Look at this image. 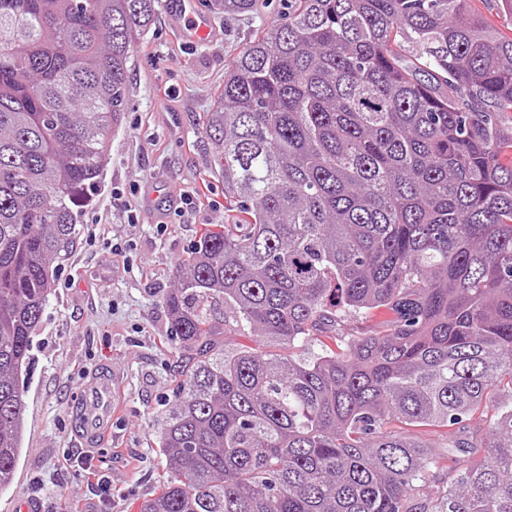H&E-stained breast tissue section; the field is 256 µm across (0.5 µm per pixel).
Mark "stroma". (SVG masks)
Returning a JSON list of instances; mask_svg holds the SVG:
<instances>
[{
    "instance_id": "obj_1",
    "label": "stroma",
    "mask_w": 512,
    "mask_h": 512,
    "mask_svg": "<svg viewBox=\"0 0 512 512\" xmlns=\"http://www.w3.org/2000/svg\"><path fill=\"white\" fill-rule=\"evenodd\" d=\"M202 2L220 30L207 46L185 45L181 20L160 6L131 49L129 109L34 338L21 452L12 483L0 489V512L25 499L38 512H130L163 474L156 439L179 354L161 298L204 225L226 219L224 180L212 170L202 122L244 45L288 18L287 0H258L253 15ZM159 182L190 205L178 211L151 198ZM102 362L119 378L122 404L111 438L89 452L69 408L84 374Z\"/></svg>"
}]
</instances>
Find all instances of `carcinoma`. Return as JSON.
<instances>
[{
	"instance_id": "carcinoma-1",
	"label": "carcinoma",
	"mask_w": 512,
	"mask_h": 512,
	"mask_svg": "<svg viewBox=\"0 0 512 512\" xmlns=\"http://www.w3.org/2000/svg\"><path fill=\"white\" fill-rule=\"evenodd\" d=\"M246 15L256 0H218ZM471 0H288L224 75L203 133L236 204L163 296L181 354L137 512H512V33ZM156 0H0V489L56 275L128 109ZM224 329L259 337L231 346ZM380 315L329 346L323 325ZM316 343L321 352H287ZM493 407L478 463L392 421ZM441 463L438 468H432L429 476L424 481H418L414 485V490L411 496L414 499H425L432 497L436 494L438 488L448 486L450 481L455 475L454 468L448 466V460L441 458Z\"/></svg>"
}]
</instances>
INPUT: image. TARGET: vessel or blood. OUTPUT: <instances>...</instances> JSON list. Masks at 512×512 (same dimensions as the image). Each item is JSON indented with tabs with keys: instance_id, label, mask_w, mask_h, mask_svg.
Here are the masks:
<instances>
[{
	"instance_id": "vessel-or-blood-1",
	"label": "vessel or blood",
	"mask_w": 512,
	"mask_h": 512,
	"mask_svg": "<svg viewBox=\"0 0 512 512\" xmlns=\"http://www.w3.org/2000/svg\"><path fill=\"white\" fill-rule=\"evenodd\" d=\"M164 6L169 14L184 18L182 36L188 44L197 46L214 39L215 20L199 0H164ZM117 398L118 383L111 364H98L84 376L70 407L71 427L83 447H100L111 435Z\"/></svg>"
}]
</instances>
